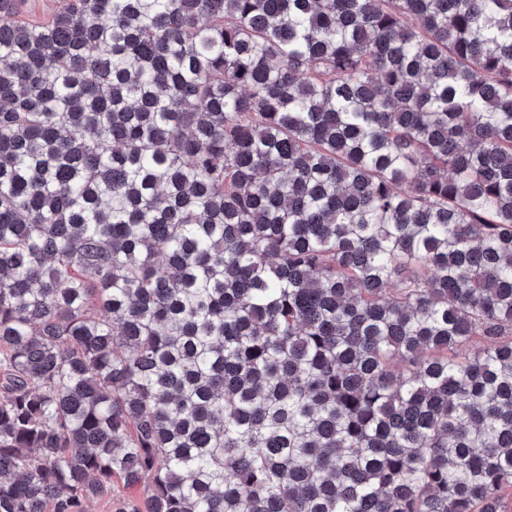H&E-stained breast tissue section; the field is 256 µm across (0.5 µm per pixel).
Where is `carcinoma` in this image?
<instances>
[{
    "label": "carcinoma",
    "mask_w": 512,
    "mask_h": 512,
    "mask_svg": "<svg viewBox=\"0 0 512 512\" xmlns=\"http://www.w3.org/2000/svg\"><path fill=\"white\" fill-rule=\"evenodd\" d=\"M119 481L498 512L512 0H0V512ZM66 0H18L17 18L20 20H48L60 11Z\"/></svg>",
    "instance_id": "1"
}]
</instances>
